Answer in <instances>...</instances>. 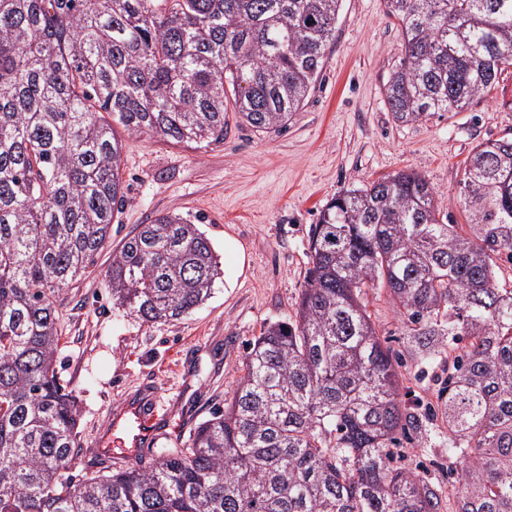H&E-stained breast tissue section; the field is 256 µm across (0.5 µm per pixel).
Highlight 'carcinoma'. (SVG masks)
<instances>
[{
	"mask_svg": "<svg viewBox=\"0 0 512 512\" xmlns=\"http://www.w3.org/2000/svg\"><path fill=\"white\" fill-rule=\"evenodd\" d=\"M342 0H0V512H512V138L473 149L466 225L410 170L339 192L311 225L295 319L267 325L224 408L147 467L85 474L79 409L56 370L57 303L105 247L124 143L206 150L237 125L280 131L305 105ZM404 54L397 123L462 112L512 66V0H384ZM221 268L198 225L127 234L113 307L179 319ZM402 318L378 334L369 292ZM436 401L406 398L402 370ZM433 368L428 374L427 368ZM448 449V493L401 449Z\"/></svg>",
	"mask_w": 512,
	"mask_h": 512,
	"instance_id": "obj_1",
	"label": "carcinoma"
}]
</instances>
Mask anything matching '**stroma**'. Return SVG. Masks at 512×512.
<instances>
[{
  "instance_id": "35a3bbf8",
  "label": "stroma",
  "mask_w": 512,
  "mask_h": 512,
  "mask_svg": "<svg viewBox=\"0 0 512 512\" xmlns=\"http://www.w3.org/2000/svg\"><path fill=\"white\" fill-rule=\"evenodd\" d=\"M403 56L383 0H343L317 87L286 129L230 128L201 152L143 135L126 138L129 186L107 252L61 294L57 371L79 406L82 451L71 472L92 469L114 417L153 388L184 447L223 407L249 345L293 316L309 267L308 234L337 192L405 168L421 173L440 211L461 224L460 182L473 148L512 138V68L463 112L395 124L383 84ZM176 213L199 225L225 272L212 297L174 321L144 324L113 310L104 272L110 250L137 225Z\"/></svg>"
}]
</instances>
